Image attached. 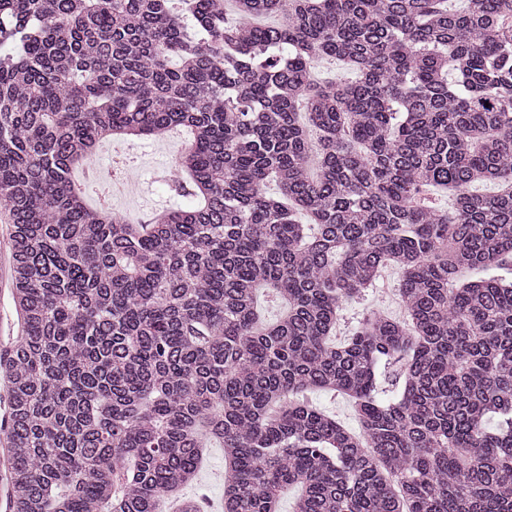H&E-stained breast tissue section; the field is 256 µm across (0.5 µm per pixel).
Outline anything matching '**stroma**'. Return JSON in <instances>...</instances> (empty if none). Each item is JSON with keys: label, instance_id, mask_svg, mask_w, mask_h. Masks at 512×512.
<instances>
[{"label": "stroma", "instance_id": "35a3bbf8", "mask_svg": "<svg viewBox=\"0 0 512 512\" xmlns=\"http://www.w3.org/2000/svg\"><path fill=\"white\" fill-rule=\"evenodd\" d=\"M189 142L186 130L177 128L160 138L117 136L101 143L94 164L102 175L112 178L113 213L132 223L146 224L164 210L193 205L188 185L176 171L178 158ZM10 232L8 217L0 209V351L13 345L19 335L9 286ZM400 281L401 273L395 266H384L373 288L344 302L334 333L336 343H346L370 310L403 318L398 301ZM223 471V449H205L197 482L186 491L187 496L200 500L205 512H223Z\"/></svg>", "mask_w": 512, "mask_h": 512}]
</instances>
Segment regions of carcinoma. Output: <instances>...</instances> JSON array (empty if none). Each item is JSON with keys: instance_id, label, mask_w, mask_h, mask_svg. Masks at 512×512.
Segmentation results:
<instances>
[{"instance_id": "cac0c4a2", "label": "carcinoma", "mask_w": 512, "mask_h": 512, "mask_svg": "<svg viewBox=\"0 0 512 512\" xmlns=\"http://www.w3.org/2000/svg\"><path fill=\"white\" fill-rule=\"evenodd\" d=\"M183 2L0 0L11 512H157L214 443L224 512L286 486L293 512H512V0H235L227 26ZM322 58L353 76L316 78ZM176 126L208 201L102 223L70 181L88 148ZM388 264L405 319L333 344ZM262 287L288 304L272 323ZM308 399L313 405L336 416L337 419L344 422L351 429L358 431V424L355 419L352 404L346 397L342 395L333 396L313 393L308 394Z\"/></svg>"}]
</instances>
